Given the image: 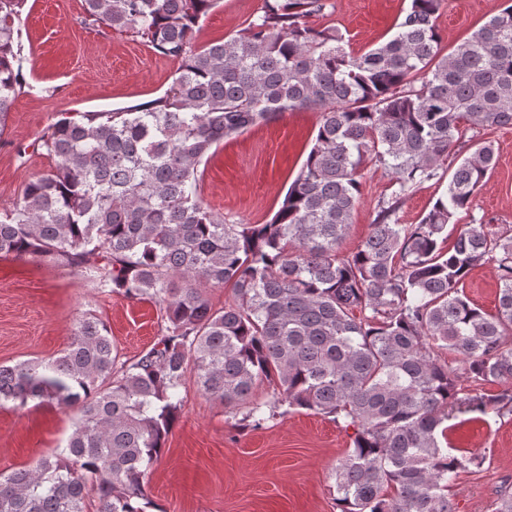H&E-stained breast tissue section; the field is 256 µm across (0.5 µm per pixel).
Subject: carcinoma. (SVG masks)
Masks as SVG:
<instances>
[{
	"label": "carcinoma",
	"mask_w": 512,
	"mask_h": 512,
	"mask_svg": "<svg viewBox=\"0 0 512 512\" xmlns=\"http://www.w3.org/2000/svg\"><path fill=\"white\" fill-rule=\"evenodd\" d=\"M23 2L0 0V134L20 88ZM217 2L85 0V24L144 39L177 72L148 105L67 112L35 139L56 164L0 214V257L150 299L160 333L123 361L106 324L84 313L58 356L0 365V404L74 415L64 447L0 474V512H147L148 474L189 378L245 427L286 405L353 429L331 469L339 512H456L449 488L482 457L442 447L446 422L512 416L511 388L460 387L463 374L476 387L512 378V238L457 218L495 167L493 143L457 161L418 223L397 213L443 177L467 132L512 126V4L444 54V0H410L391 39L354 55L336 28L306 25L327 0H262L240 33L198 46ZM300 109L320 114L317 134L272 218L232 224L205 205L199 167L217 147ZM369 165L398 189L344 257ZM483 262L498 269L493 313L462 288ZM227 286L233 300L215 307L207 288Z\"/></svg>",
	"instance_id": "cac0c4a2"
}]
</instances>
